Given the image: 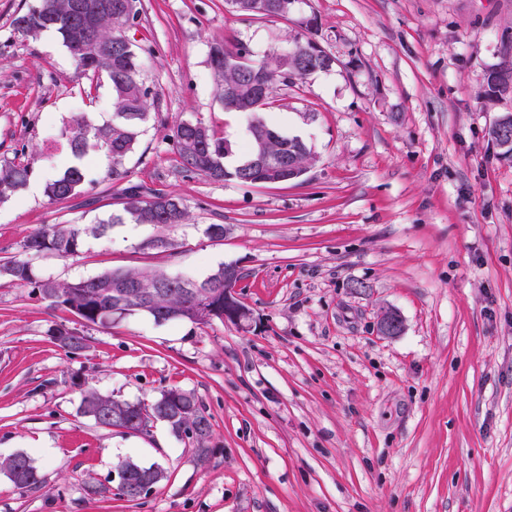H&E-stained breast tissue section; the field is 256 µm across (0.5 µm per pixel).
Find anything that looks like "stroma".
Returning a JSON list of instances; mask_svg holds the SVG:
<instances>
[{
	"instance_id": "obj_1",
	"label": "stroma",
	"mask_w": 512,
	"mask_h": 512,
	"mask_svg": "<svg viewBox=\"0 0 512 512\" xmlns=\"http://www.w3.org/2000/svg\"><path fill=\"white\" fill-rule=\"evenodd\" d=\"M31 2L0 0V164L30 162L42 187L64 123L107 119L112 96L103 83L86 97L90 79L55 34L15 30ZM305 34L334 64L278 86L271 112L311 146L305 174L250 186L180 173L174 123L246 135L244 115L217 98L211 45L264 57ZM126 35L151 51L158 100L125 166L180 197L189 219L114 225L77 258H34L35 272L201 279L231 263L252 320L136 314L83 327L1 278L0 457L26 453L40 482L20 489L0 474V512H512V160L488 135L512 94L485 96L487 69L512 62V0H294L285 19L224 0H141ZM91 177L64 205L42 190L0 202V264L33 227L119 211L111 180ZM210 224L223 239L205 236ZM160 235L175 252L140 250ZM384 307L402 335L377 334ZM59 324L79 328L82 351L54 341ZM88 388L147 404L193 392L212 424L207 459L161 422L136 434L96 424L79 412ZM128 460L164 472L133 502L112 480Z\"/></svg>"
}]
</instances>
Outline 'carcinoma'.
<instances>
[{
  "mask_svg": "<svg viewBox=\"0 0 512 512\" xmlns=\"http://www.w3.org/2000/svg\"><path fill=\"white\" fill-rule=\"evenodd\" d=\"M123 9L112 12V19L103 21L96 37L112 44V57L89 58L79 52L74 42L79 33L64 17L53 19L42 9V0L29 5L14 19L15 30L23 35L53 31L62 40L78 70L90 79H106L112 94V115L96 123L85 112L70 117L61 130L62 145L73 162L58 172L45 185L49 203H63L80 193L90 180L85 161L100 163L104 177L112 179L122 199V210L93 225L43 224L32 229L21 245L18 256L0 265V276L32 288L48 308H64L84 326H107L115 319L131 314H144L157 324L189 321L207 324L224 320V266L220 265L200 280L199 288L191 292L181 286L164 270L141 272L113 269L98 275L70 282L52 277H39L31 265L34 257L53 254L59 258L79 256L91 236L102 237L115 224H154L178 226L185 223L188 207L184 201L160 189L141 184L122 186L130 172L126 159L135 151L145 124L151 119L150 100L153 89L142 76L143 51L127 39L126 29L139 18V0H120ZM210 63L220 78V102L226 112L254 114V125L247 132L244 148L224 136L201 119L176 123L169 135L178 156L179 171L200 175L216 182L236 181L249 185H265L271 178L269 169L260 168L246 181L237 166L226 159L238 152L242 156L257 154L274 163L281 154V144L264 133L277 130L267 116L272 109L274 89L293 84L316 72L326 71L330 59L313 39L299 38L283 53L260 58L248 45L236 42L218 43L211 47ZM487 96L498 98L512 93V64L491 66L486 72ZM131 112L137 122L126 124L117 114ZM288 147L290 169L303 172L311 158V147L299 136L292 137ZM32 167L25 161L0 165V200H6L24 190L31 178ZM52 336L70 351L86 347L85 337L64 325L52 329ZM167 409L171 432L196 442V452L206 458L209 449L203 447L211 436L212 425L199 399L192 392L179 388L161 391L149 405L115 400L95 391L82 395L80 413L107 428L122 429L135 418L142 430H147L155 413ZM0 472L18 488L24 489L40 482L33 460L25 453L0 459Z\"/></svg>",
  "mask_w": 512,
  "mask_h": 512,
  "instance_id": "carcinoma-1",
  "label": "carcinoma"
}]
</instances>
